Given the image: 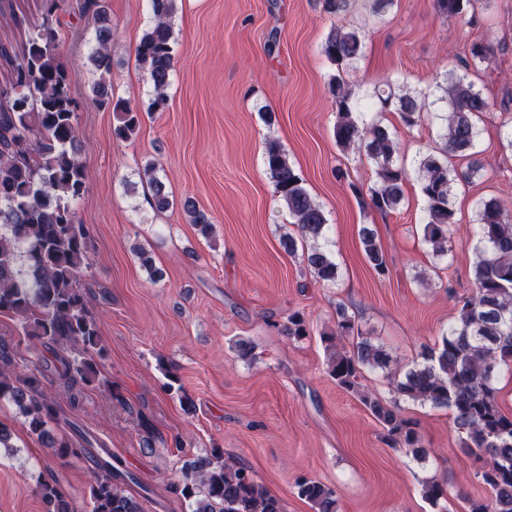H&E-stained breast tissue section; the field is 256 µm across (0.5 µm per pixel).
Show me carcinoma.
<instances>
[{"label":"carcinoma","mask_w":512,"mask_h":512,"mask_svg":"<svg viewBox=\"0 0 512 512\" xmlns=\"http://www.w3.org/2000/svg\"><path fill=\"white\" fill-rule=\"evenodd\" d=\"M64 0H42L43 17L23 42L20 54H11L0 43V314L14 323L18 335L49 350L52 359H18L16 347L0 339V402L13 404L45 446L59 458H86L94 464L89 485L91 512H144L140 500L127 490L134 475L112 463V454L91 434L77 426L71 435L55 436L60 408L49 392L50 376L63 382L70 401L87 388H107L98 359L104 356L92 283L83 273L90 265L93 236L80 223L73 204L86 190L85 169L76 149L79 143L80 102L70 88L68 66L56 52L57 33L52 17ZM153 23L135 49L138 65L153 87L148 112L168 107L167 90L175 70L171 19L177 0H150ZM98 47L91 55L102 77L94 85L92 100L116 114L114 134L130 138L139 126L138 112L113 99L105 74L111 71L110 27L99 0H91ZM476 0H435L437 12L461 17L475 8ZM364 38L356 30L334 27L322 43L326 59L344 71L362 56ZM336 106L333 137L343 151L355 150L375 165L376 180L368 188L369 206L381 214L396 211L405 198L406 161L396 134L386 125H366L353 115L359 104L356 90L341 75L330 78ZM447 112L440 120L439 147L419 156L415 171L426 199L424 241L433 255L445 257L452 248L455 211L454 186L468 182L483 169L475 151L480 130L477 118L491 110L490 100L455 68L435 79ZM386 108L398 112L401 123L415 127L425 119L428 96L410 89L396 93L377 91ZM451 157L468 160L466 170L448 164ZM264 164L275 193L294 219L298 235L286 234L281 245L290 255L297 239L311 241L302 250L305 269L317 282L335 283L338 266L318 245L327 219L311 198L303 179L276 142L265 148ZM152 190V206H170L166 184L156 168L146 170ZM186 212L203 237H208L209 215L192 205ZM480 240L475 246L473 286L457 298L458 315L442 335L441 343L425 347L416 362L392 382V398L386 400L361 383L362 370L386 369L391 355L362 335L356 319L343 304L336 305L335 329L323 333L329 352L331 377L342 389L356 395L382 429V440L391 448H403L418 459L429 456L417 423L403 415L401 402L428 403L451 411L463 446L482 461L480 478L491 492L490 500H469V512H512V416L498 403L500 366L512 362V220L495 198L480 202L476 212ZM366 259L384 277L389 268L374 230L359 229ZM281 334L295 340L310 335L304 316L295 311L274 324ZM355 337L352 349L338 347ZM39 494L47 512H76L51 476L40 473ZM297 495L314 512H337L336 490L310 478L296 481ZM175 494L190 501L192 512H284L282 502L258 482L243 463L229 464L224 453L213 452L188 461ZM424 497L432 504L448 498V487L436 480L423 482Z\"/></svg>","instance_id":"1"}]
</instances>
